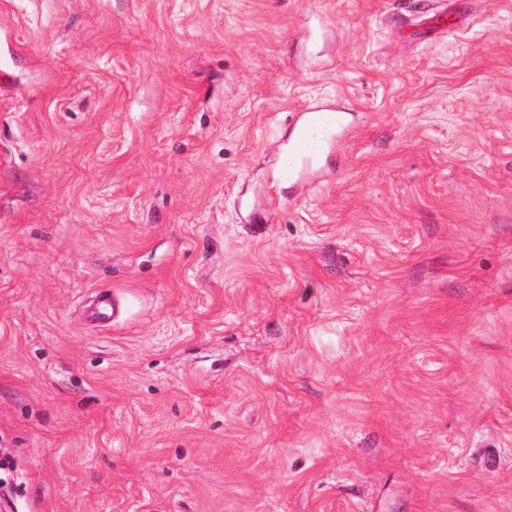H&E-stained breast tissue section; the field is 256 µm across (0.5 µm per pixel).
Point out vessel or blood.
I'll use <instances>...</instances> for the list:
<instances>
[{
	"label": "vessel or blood",
	"mask_w": 512,
	"mask_h": 512,
	"mask_svg": "<svg viewBox=\"0 0 512 512\" xmlns=\"http://www.w3.org/2000/svg\"><path fill=\"white\" fill-rule=\"evenodd\" d=\"M340 124V116L331 108H313L288 135V165L284 170L286 177H294L300 164L311 161L322 153L328 135ZM120 305L112 294L102 292L96 295L87 307L89 320L105 322L117 317Z\"/></svg>",
	"instance_id": "vessel-or-blood-1"
}]
</instances>
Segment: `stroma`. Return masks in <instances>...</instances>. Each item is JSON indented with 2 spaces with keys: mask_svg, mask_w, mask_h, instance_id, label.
<instances>
[{
  "mask_svg": "<svg viewBox=\"0 0 512 512\" xmlns=\"http://www.w3.org/2000/svg\"><path fill=\"white\" fill-rule=\"evenodd\" d=\"M0 70L12 512H512V0H0ZM335 109L313 108L288 134V166L284 175L289 180L297 173V166L316 158L326 146L328 135L340 125ZM120 313L119 302L112 294L101 292L86 308L87 318L95 322H105L117 317Z\"/></svg>",
  "mask_w": 512,
  "mask_h": 512,
  "instance_id": "stroma-1",
  "label": "stroma"
}]
</instances>
